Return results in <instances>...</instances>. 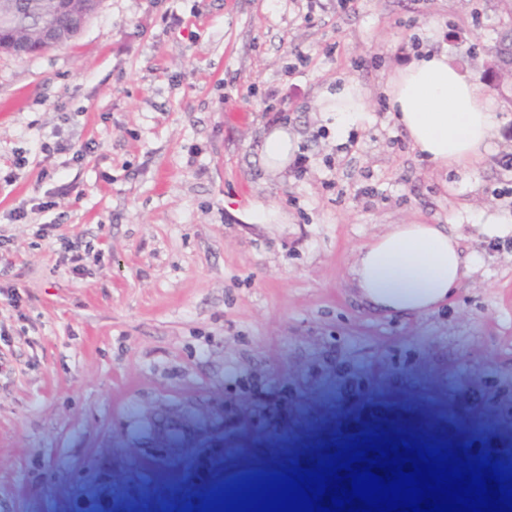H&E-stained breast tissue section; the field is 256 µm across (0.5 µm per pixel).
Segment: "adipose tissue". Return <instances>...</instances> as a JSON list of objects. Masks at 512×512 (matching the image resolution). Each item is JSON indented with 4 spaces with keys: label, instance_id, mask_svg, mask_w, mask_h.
<instances>
[{
    "label": "adipose tissue",
    "instance_id": "obj_1",
    "mask_svg": "<svg viewBox=\"0 0 512 512\" xmlns=\"http://www.w3.org/2000/svg\"><path fill=\"white\" fill-rule=\"evenodd\" d=\"M398 123L414 149L442 166L468 169L498 135L493 101L445 54L412 60L387 86ZM469 260L457 235L439 224H395L361 247L352 285L372 308L422 312L448 302Z\"/></svg>",
    "mask_w": 512,
    "mask_h": 512
}]
</instances>
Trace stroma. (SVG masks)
Segmentation results:
<instances>
[{"instance_id":"35a3bbf8","label":"stroma","mask_w":512,"mask_h":512,"mask_svg":"<svg viewBox=\"0 0 512 512\" xmlns=\"http://www.w3.org/2000/svg\"><path fill=\"white\" fill-rule=\"evenodd\" d=\"M501 19L498 0H100L70 43L0 53V234L22 295L0 296V512H121L172 473L182 512L244 454L310 468L369 432L497 458L512 105L484 73ZM440 52L498 103L464 172L414 150L386 94ZM344 83L366 110L340 128L319 102ZM280 110L299 159L273 175ZM410 223L447 225L473 270L435 310L374 313L358 250ZM60 249L63 253V261L69 265L71 273L81 275L84 271L82 261L84 256L81 252L82 243L78 237L74 239H63L60 243Z\"/></svg>"}]
</instances>
